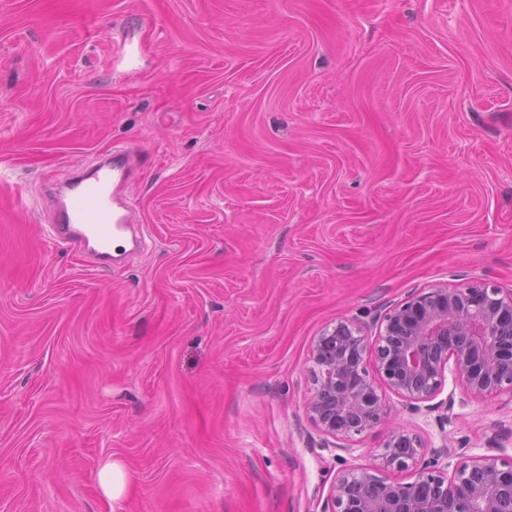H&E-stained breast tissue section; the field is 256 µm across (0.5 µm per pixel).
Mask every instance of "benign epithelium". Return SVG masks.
<instances>
[{"label":"benign epithelium","instance_id":"1","mask_svg":"<svg viewBox=\"0 0 512 512\" xmlns=\"http://www.w3.org/2000/svg\"><path fill=\"white\" fill-rule=\"evenodd\" d=\"M369 340L355 320H340L315 337L306 405L323 436L346 441L382 426L385 439L370 465L337 472L322 512H512V459L483 455L453 473L442 467L448 443L428 449L417 433L388 424L386 394L414 410L432 404L446 373L472 395L512 397V291L487 283L437 285L389 311ZM376 376H371L368 363ZM415 471L410 482L390 472Z\"/></svg>","mask_w":512,"mask_h":512}]
</instances>
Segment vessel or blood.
Listing matches in <instances>:
<instances>
[{
	"label": "vessel or blood",
	"instance_id": "b4317fda",
	"mask_svg": "<svg viewBox=\"0 0 512 512\" xmlns=\"http://www.w3.org/2000/svg\"><path fill=\"white\" fill-rule=\"evenodd\" d=\"M129 163L128 151L112 150L110 158L90 163L76 180L56 189L48 234L55 243L78 250L92 266H111L115 240H130L136 251L145 245L121 194Z\"/></svg>",
	"mask_w": 512,
	"mask_h": 512
}]
</instances>
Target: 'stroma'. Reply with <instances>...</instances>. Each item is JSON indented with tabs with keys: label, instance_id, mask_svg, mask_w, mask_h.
Wrapping results in <instances>:
<instances>
[{
	"label": "stroma",
	"instance_id": "obj_1",
	"mask_svg": "<svg viewBox=\"0 0 512 512\" xmlns=\"http://www.w3.org/2000/svg\"><path fill=\"white\" fill-rule=\"evenodd\" d=\"M125 144L146 250L91 268L45 186ZM512 290V0H0V512H322L311 343ZM449 468L512 396L447 377ZM123 463L120 500L100 463ZM129 475L126 469L118 462L108 460L98 471V483L102 493L114 500H119L128 485Z\"/></svg>",
	"mask_w": 512,
	"mask_h": 512
}]
</instances>
